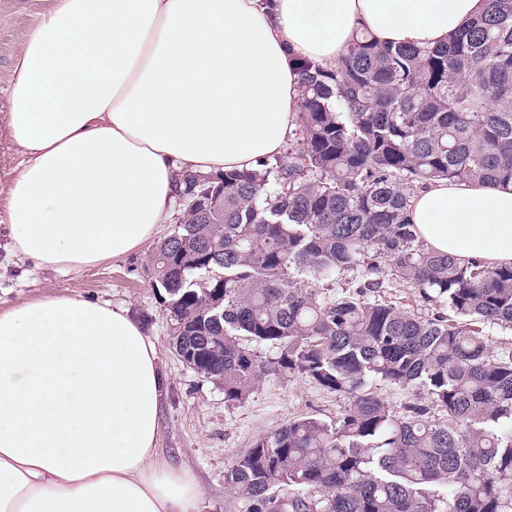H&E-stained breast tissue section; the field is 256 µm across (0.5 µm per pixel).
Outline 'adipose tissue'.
<instances>
[{"instance_id":"ef3b65f1","label":"adipose tissue","mask_w":512,"mask_h":512,"mask_svg":"<svg viewBox=\"0 0 512 512\" xmlns=\"http://www.w3.org/2000/svg\"><path fill=\"white\" fill-rule=\"evenodd\" d=\"M482 0H56L23 38L6 127L11 248L79 273L173 219L182 174L257 167L296 129L297 63L357 29L434 47ZM410 216L434 252L512 264V182L438 180ZM166 378L129 310L46 295L0 311V512H194L158 440Z\"/></svg>"}]
</instances>
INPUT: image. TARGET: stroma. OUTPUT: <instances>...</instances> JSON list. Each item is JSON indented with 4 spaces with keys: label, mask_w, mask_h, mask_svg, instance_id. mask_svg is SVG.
Instances as JSON below:
<instances>
[{
    "label": "stroma",
    "mask_w": 512,
    "mask_h": 512,
    "mask_svg": "<svg viewBox=\"0 0 512 512\" xmlns=\"http://www.w3.org/2000/svg\"><path fill=\"white\" fill-rule=\"evenodd\" d=\"M53 6L54 0H0V310L51 294L128 309L156 343L167 379L159 440L163 457L194 476L199 490L196 512H241L224 486V470L234 457L291 419L335 416L345 400L304 378L271 376L243 402L225 405L222 387L172 352L164 306L147 273L155 240L78 274L41 268L11 252L6 189L17 174L20 156L6 130L8 92L17 76L23 36L35 30Z\"/></svg>",
    "instance_id": "stroma-1"
}]
</instances>
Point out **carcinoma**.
<instances>
[{
	"label": "carcinoma",
	"instance_id": "carcinoma-1",
	"mask_svg": "<svg viewBox=\"0 0 512 512\" xmlns=\"http://www.w3.org/2000/svg\"><path fill=\"white\" fill-rule=\"evenodd\" d=\"M298 67L295 143L183 175L152 251L172 349L225 404L271 375L346 399L259 437L224 485L243 512H512V336L483 331H512V265L430 251L409 218L436 180L512 181V0L444 46L362 30L336 67ZM395 282L431 312L377 296ZM381 385L427 401L395 411Z\"/></svg>",
	"mask_w": 512,
	"mask_h": 512
}]
</instances>
